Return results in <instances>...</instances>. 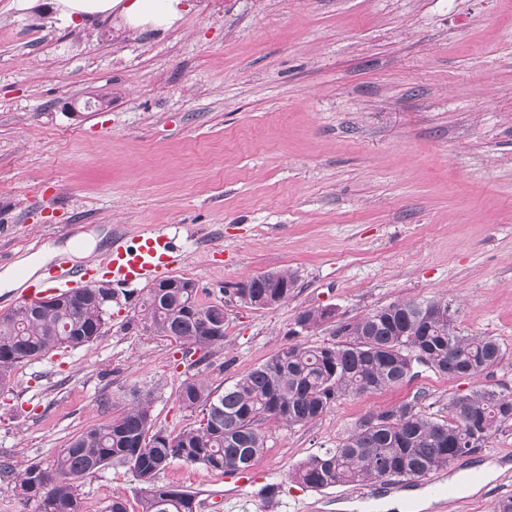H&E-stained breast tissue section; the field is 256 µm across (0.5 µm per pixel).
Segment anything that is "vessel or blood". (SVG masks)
I'll use <instances>...</instances> for the list:
<instances>
[{
    "label": "vessel or blood",
    "mask_w": 512,
    "mask_h": 512,
    "mask_svg": "<svg viewBox=\"0 0 512 512\" xmlns=\"http://www.w3.org/2000/svg\"><path fill=\"white\" fill-rule=\"evenodd\" d=\"M181 265L182 254L173 238L152 232L139 236L132 244L113 248L97 264L80 269L65 263L50 266L44 281L21 290L18 300L31 303L67 288L91 285L102 273L129 286L154 283L171 277Z\"/></svg>",
    "instance_id": "1"
}]
</instances>
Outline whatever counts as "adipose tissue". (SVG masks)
Listing matches in <instances>:
<instances>
[{"label":"adipose tissue","mask_w":512,"mask_h":512,"mask_svg":"<svg viewBox=\"0 0 512 512\" xmlns=\"http://www.w3.org/2000/svg\"><path fill=\"white\" fill-rule=\"evenodd\" d=\"M181 0H56L55 10L65 22L77 18L105 16L112 12L124 15L134 26L151 24L171 27L181 16Z\"/></svg>","instance_id":"obj_1"}]
</instances>
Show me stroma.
Masks as SVG:
<instances>
[{
  "mask_svg": "<svg viewBox=\"0 0 512 512\" xmlns=\"http://www.w3.org/2000/svg\"><path fill=\"white\" fill-rule=\"evenodd\" d=\"M105 96L100 112L66 103ZM174 238L207 302H223V346L197 364L140 323L143 288H119L89 346L19 363L0 390V460L51 465L71 439L150 393L176 433L182 382L223 390L294 341L334 342L337 323L393 302L447 300L461 334L503 358L477 378L429 370L320 418L266 426L252 483L175 459L161 485L197 512H337V503L414 489L431 512H495L512 498V431L412 481L302 487L290 472L364 417L418 399L423 412L479 387L512 393V0H184L168 30L120 14L74 23L54 0H0V271L43 246L94 262L113 244ZM87 233L93 251L66 252ZM295 274L288 301L241 304L233 290ZM330 308L301 338L295 316ZM505 471L479 494L446 496L482 463ZM86 512L113 498L139 512L140 486L109 468L79 487Z\"/></svg>",
  "mask_w": 512,
  "mask_h": 512,
  "instance_id": "1",
  "label": "stroma"
}]
</instances>
